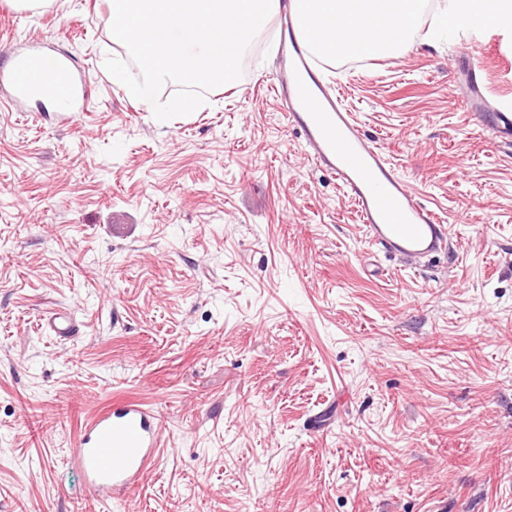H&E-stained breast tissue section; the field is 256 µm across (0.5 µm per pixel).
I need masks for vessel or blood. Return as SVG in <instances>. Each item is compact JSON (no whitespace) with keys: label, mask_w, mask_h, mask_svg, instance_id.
I'll return each instance as SVG.
<instances>
[{"label":"vessel or blood","mask_w":512,"mask_h":512,"mask_svg":"<svg viewBox=\"0 0 512 512\" xmlns=\"http://www.w3.org/2000/svg\"><path fill=\"white\" fill-rule=\"evenodd\" d=\"M295 13L284 16L288 39L279 51L272 82L289 127L298 129L314 165L331 174L356 209L368 241L386 254L416 268L423 260L450 250V227L409 186L396 164L364 137L358 121L343 105L337 90L320 72ZM15 98L36 93L56 98L60 118L75 117L72 90L62 61L43 52L12 55L0 66ZM465 82L471 101L485 99L483 65L469 59ZM497 142L512 144V106L498 105L479 115ZM49 333L63 340L78 337L80 328L70 313H53ZM162 445V428L155 410L136 401H118L97 413L83 428L69 458L84 474L95 497L122 498L125 489L154 468Z\"/></svg>","instance_id":"b4317fda"}]
</instances>
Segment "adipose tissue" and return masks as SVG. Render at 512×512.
<instances>
[{"label": "adipose tissue", "instance_id": "ef3b65f1", "mask_svg": "<svg viewBox=\"0 0 512 512\" xmlns=\"http://www.w3.org/2000/svg\"><path fill=\"white\" fill-rule=\"evenodd\" d=\"M301 29L328 57L379 56L405 49L424 0H298Z\"/></svg>", "mask_w": 512, "mask_h": 512}]
</instances>
